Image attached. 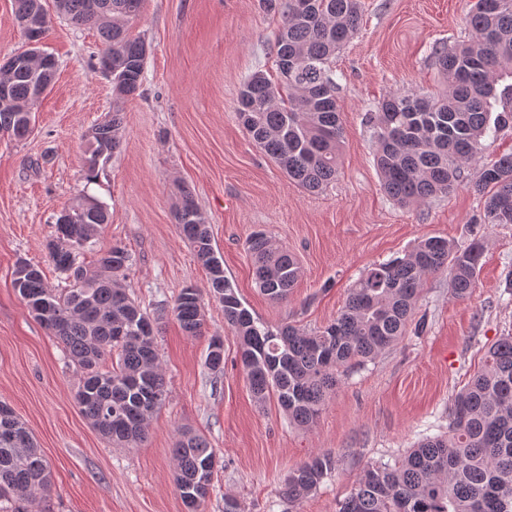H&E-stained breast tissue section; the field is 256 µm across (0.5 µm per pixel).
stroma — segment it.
Instances as JSON below:
<instances>
[{"label": "stroma", "instance_id": "1", "mask_svg": "<svg viewBox=\"0 0 512 512\" xmlns=\"http://www.w3.org/2000/svg\"><path fill=\"white\" fill-rule=\"evenodd\" d=\"M473 0H361L362 23L333 69L344 127L339 173L312 194L247 136L235 112L244 80L275 74L280 18L261 0H145L132 34L149 54L142 86L121 99L97 68L96 28L51 17L44 46L59 67L38 103L36 129L18 141L0 134V401L37 441L52 472V512H185L173 448L181 432L205 435L219 466L206 512H338L363 469L395 463L426 436L448 431L454 397L481 369L489 347L512 333V224H483L473 188L481 165L512 153V129L484 141L462 185L402 206L381 187L373 130L363 121L405 89L438 93L433 45L469 36ZM123 114L122 143L94 182L85 179L86 131L112 110ZM189 187L209 225L224 273L254 318L269 325L323 327L372 264L442 236L458 248L484 244L476 288L451 296L447 273L425 279L405 336L375 359L342 371L335 395L309 426L289 421L276 397L257 401L235 365L237 343L224 309L206 299L203 335L189 336L170 309L208 276L174 217ZM107 206L109 222L81 258L118 243L130 256L123 285L159 320L157 347L169 383L165 403L134 448H116L82 416L81 376L62 344L29 313L13 286L19 262L39 265L48 286L61 277L45 248L59 212L81 191ZM261 229L296 255L300 277L288 302L257 288L246 240ZM224 339V370L205 364L210 337ZM327 452L336 470L309 496L284 501L288 474Z\"/></svg>", "mask_w": 512, "mask_h": 512}]
</instances>
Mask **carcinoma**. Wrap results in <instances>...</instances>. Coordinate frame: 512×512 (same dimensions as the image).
Here are the masks:
<instances>
[{
    "label": "carcinoma",
    "mask_w": 512,
    "mask_h": 512,
    "mask_svg": "<svg viewBox=\"0 0 512 512\" xmlns=\"http://www.w3.org/2000/svg\"><path fill=\"white\" fill-rule=\"evenodd\" d=\"M16 18L45 12L42 0H14ZM58 15L75 25H95L104 48L99 57L119 96L140 88L148 46L129 24L143 0H54ZM281 14L275 41L278 76L257 70L243 83L236 112L250 138L300 187L321 191L336 179L343 126L332 60L361 19L360 0H264ZM470 39L453 48L435 46L433 56L446 84L444 93L424 97L397 93L365 117L374 130L375 160L387 195L410 205L461 186L464 167L476 160L482 139L512 126V84L497 91L496 80L512 77V0H475ZM48 21L27 39L38 42L39 59L7 60L0 83L10 105L0 107V132L29 135L35 113L27 105L49 88L58 64L39 44ZM122 113L114 110L87 133L86 181L97 180L120 148ZM474 188L483 194V223L512 224V153L483 166ZM47 242L49 258L65 275L50 288L41 270L18 264L14 288L33 317L57 338L81 374L76 401L83 417L112 445L144 441L150 415L169 390L156 352L157 321L143 312L119 283L130 255L119 244L100 253L94 266L78 261L80 250L108 223L107 207L81 195L65 209ZM176 223L207 270L211 298L224 306V321L238 344V361L254 396L277 394L299 426L314 423L335 391L341 369L371 360L405 335L423 281L442 271L456 299L475 288L483 245L458 249L443 237H426L401 257L368 268L328 325L305 332L273 327L245 308L224 275L205 218L192 192L180 189ZM255 283L277 302L288 300L299 266L287 248L263 231L247 240ZM173 315L190 336L203 334L201 291L182 289ZM208 368L224 367V340L210 338ZM176 485L186 512H204L216 453L199 434L176 444ZM335 469L318 453L294 469L279 496L289 502L310 495ZM51 471L30 431L11 407L0 403V512H25L47 501ZM339 512H512V336L487 352L485 364L459 392L448 414V434L426 437L398 464L366 466Z\"/></svg>",
    "instance_id": "obj_1"
}]
</instances>
